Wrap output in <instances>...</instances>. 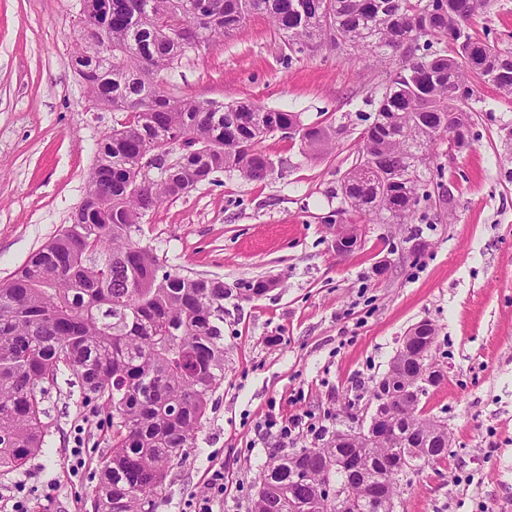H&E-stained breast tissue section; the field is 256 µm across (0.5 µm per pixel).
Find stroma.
<instances>
[{
  "label": "stroma",
  "instance_id": "obj_1",
  "mask_svg": "<svg viewBox=\"0 0 512 512\" xmlns=\"http://www.w3.org/2000/svg\"><path fill=\"white\" fill-rule=\"evenodd\" d=\"M79 0H0V281L55 235L83 197L94 145L116 116L99 109L72 66ZM474 31L512 50V0H490ZM392 61L321 46L290 54L265 17L184 58L170 91L201 101H250L300 113L304 124L342 113L353 126L327 155L268 136L273 175L224 172L146 217L141 238L181 273L270 279L266 294L224 301V382L188 449L170 469L156 512H248L274 450L314 448L353 426L402 338L427 321L444 380L421 399L448 427V458L408 474L397 512H512V99L476 88L474 138L430 148V201L409 224L350 218L337 189L354 165ZM361 243L337 256L340 223ZM425 251L413 256L414 241ZM61 375L43 453L0 476V512L24 495L30 512H94V474L109 434ZM298 418L287 439L269 413ZM224 492L209 495L213 473Z\"/></svg>",
  "mask_w": 512,
  "mask_h": 512
}]
</instances>
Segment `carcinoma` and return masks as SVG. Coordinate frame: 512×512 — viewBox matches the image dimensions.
<instances>
[{
  "instance_id": "cac0c4a2",
  "label": "carcinoma",
  "mask_w": 512,
  "mask_h": 512,
  "mask_svg": "<svg viewBox=\"0 0 512 512\" xmlns=\"http://www.w3.org/2000/svg\"><path fill=\"white\" fill-rule=\"evenodd\" d=\"M488 2L80 0L73 66L96 104L123 119L96 143L70 223L0 282V472L43 452L45 399L59 375L77 369L83 404L111 429L95 512H156L173 462L193 447L224 381V299L268 288L256 280L232 290L220 278L180 274L143 243V219L217 173L268 179L273 163L260 144L286 126L317 155L343 135L334 121L304 127L288 110L177 97L169 87L183 58L253 15L294 53L334 46L338 32L358 52L400 57L340 191L380 224H409L431 198L430 144L443 133L459 150L473 137V82L512 97V52L472 33ZM386 396L396 410L385 439L275 451L259 477L268 491L255 494L249 512H301L300 502L339 478L327 464L348 455L363 462V479L348 487L359 512H390L384 494L398 496L401 475L448 458L431 441L448 427L400 407L403 398L381 383L371 391L373 401Z\"/></svg>"
}]
</instances>
